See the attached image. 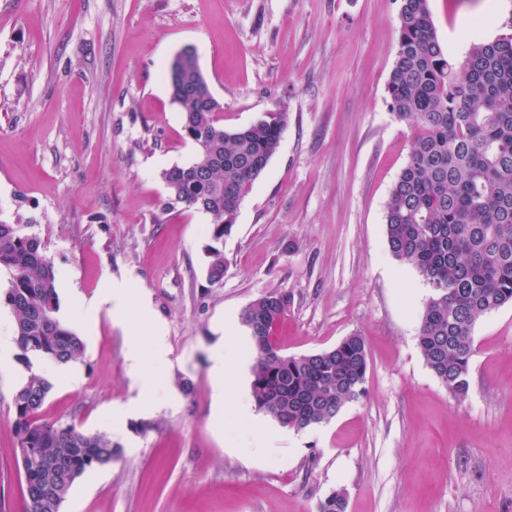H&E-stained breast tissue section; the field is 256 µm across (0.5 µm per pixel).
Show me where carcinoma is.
I'll use <instances>...</instances> for the list:
<instances>
[{
    "label": "carcinoma",
    "mask_w": 512,
    "mask_h": 512,
    "mask_svg": "<svg viewBox=\"0 0 512 512\" xmlns=\"http://www.w3.org/2000/svg\"><path fill=\"white\" fill-rule=\"evenodd\" d=\"M397 44L388 82L389 110L412 130L408 161L385 211L386 240L397 260L411 265L430 288L418 347L432 374L458 400L469 392L472 330L483 315L512 303V32L474 42L451 59L438 38L429 0H401ZM171 96L184 114L187 136H199L194 161L163 173L177 204L211 218L209 279L224 277L219 244L231 235L240 205L277 153L283 112L245 128L226 130L221 105L191 49L169 65ZM0 296L14 316L25 354L59 361L78 358L82 340L55 317V273L42 241L17 224L0 223ZM288 300L271 292L242 314L253 354L258 409L297 431L329 422L365 391L368 351L358 334L316 353L286 356L273 334ZM51 384L33 373L15 397L18 445L33 450L25 463L24 502L44 500L42 512L88 469L109 465L119 445L104 434L40 418Z\"/></svg>",
    "instance_id": "obj_1"
}]
</instances>
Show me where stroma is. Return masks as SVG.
<instances>
[{
	"instance_id": "obj_1",
	"label": "stroma",
	"mask_w": 512,
	"mask_h": 512,
	"mask_svg": "<svg viewBox=\"0 0 512 512\" xmlns=\"http://www.w3.org/2000/svg\"><path fill=\"white\" fill-rule=\"evenodd\" d=\"M400 0H0V221L45 245L60 309L80 324L77 376L43 419L120 447L84 473L61 512H512V304L473 328L470 389L454 398L417 345L430 290L387 246L385 206L405 166L406 123L388 108ZM450 57L504 33L512 0H429ZM493 22H482L486 9ZM194 47L228 129L287 116L207 276V214L165 210V170L195 154L166 71ZM147 292L168 363L163 396L140 384L105 278ZM283 292L282 354L365 338V393L329 422L250 447L224 394L211 418V352L225 316ZM32 368L0 369V512H22L14 401Z\"/></svg>"
}]
</instances>
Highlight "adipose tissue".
Segmentation results:
<instances>
[{"instance_id":"adipose-tissue-1","label":"adipose tissue","mask_w":512,"mask_h":512,"mask_svg":"<svg viewBox=\"0 0 512 512\" xmlns=\"http://www.w3.org/2000/svg\"><path fill=\"white\" fill-rule=\"evenodd\" d=\"M110 306L116 319L138 324L143 321L153 325L149 341H142L139 335H132L127 358L133 372H141L145 357H152L156 364H163L165 359V330L155 323L148 298L133 295L127 283L104 280L101 289L89 304L90 309L97 310Z\"/></svg>"}]
</instances>
